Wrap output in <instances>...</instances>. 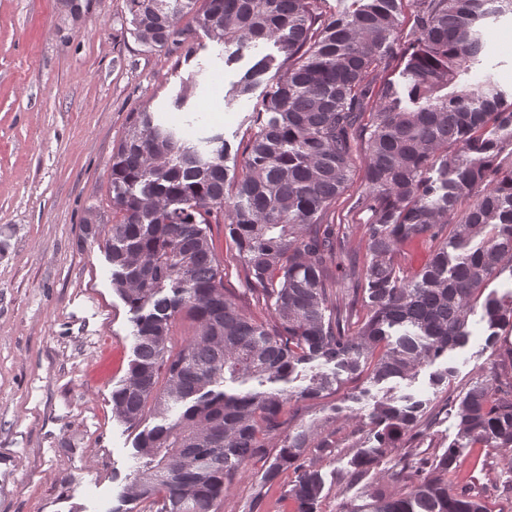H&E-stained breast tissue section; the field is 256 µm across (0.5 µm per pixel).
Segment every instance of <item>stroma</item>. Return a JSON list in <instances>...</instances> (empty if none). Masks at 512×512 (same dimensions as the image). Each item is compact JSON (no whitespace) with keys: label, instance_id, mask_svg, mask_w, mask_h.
I'll list each match as a JSON object with an SVG mask.
<instances>
[{"label":"stroma","instance_id":"obj_1","mask_svg":"<svg viewBox=\"0 0 512 512\" xmlns=\"http://www.w3.org/2000/svg\"><path fill=\"white\" fill-rule=\"evenodd\" d=\"M487 33L511 93L512 16L488 19ZM196 40L202 48L189 59L180 48L144 45L125 0H90L78 19L61 0H0V512H109L132 478L140 431L155 424L148 417L131 427L112 412V393L133 358V313L112 286L106 227L86 233L84 219L92 208L109 211L112 149L130 112L144 107L190 140L222 135L229 174L242 176L247 133L275 81L268 74L248 94L232 91L275 48L257 43L230 65L232 47L201 30ZM193 75L192 96L174 107ZM364 169L363 156L354 155L334 223L371 222L355 206ZM468 329L463 347L412 380L375 385L363 375L323 398L299 399L312 375L335 370L316 360L278 381L292 396L285 413L294 424L336 416L332 452L313 448L306 458L323 484L316 512H365L377 493L408 492L395 476L401 449H387L369 468L354 466V448L372 446L375 398L425 403L416 442L424 456L456 440L450 402L500 371L512 351L511 325L493 346L480 315L470 316ZM444 369L447 384L434 385L433 373ZM463 460L449 483L465 478L489 512H512V448H468ZM263 472L260 461L243 463L215 512H250Z\"/></svg>","mask_w":512,"mask_h":512}]
</instances>
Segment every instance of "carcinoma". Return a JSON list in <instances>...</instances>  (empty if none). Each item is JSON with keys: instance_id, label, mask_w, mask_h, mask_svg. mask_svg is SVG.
I'll list each match as a JSON object with an SVG mask.
<instances>
[{"instance_id": "obj_1", "label": "carcinoma", "mask_w": 512, "mask_h": 512, "mask_svg": "<svg viewBox=\"0 0 512 512\" xmlns=\"http://www.w3.org/2000/svg\"><path fill=\"white\" fill-rule=\"evenodd\" d=\"M197 2L126 0V7L138 36L158 48L183 46L188 57L193 30L179 20ZM509 14L512 0H353L330 17L318 0H204L198 27L239 51L260 40L277 49L249 69L237 95L273 67L278 80L233 182L221 135L202 139V149L146 109L130 113L112 152L117 220L105 245L135 338L112 402L131 426L148 415L160 420L135 442L129 494L148 512H212L241 463L266 458L272 435L283 445L265 465L263 486L292 469L297 512H316L322 485L304 458L333 442L315 441L312 430L287 433L286 391L229 394L225 382L262 386L318 359L337 373L313 375L302 399L336 391L342 372L367 370L375 385L412 379L466 344L476 309L491 343L512 321V293H485L493 277L512 272V166L501 162L512 147V93L494 78L484 30L489 18ZM396 60L402 89L385 78ZM357 149L365 191L356 206L372 221L335 224L330 214ZM214 224L227 225L229 258L271 318L226 293ZM357 237L367 262H340ZM411 245L429 246V258L401 278L397 258ZM178 316L195 331L175 351ZM453 410L463 447H512V388L500 389L498 375L475 383ZM424 415L416 400H375V453L417 431ZM460 464L454 444L432 463L407 448L401 471L409 492L380 495L373 512H488L468 484H448Z\"/></svg>"}]
</instances>
